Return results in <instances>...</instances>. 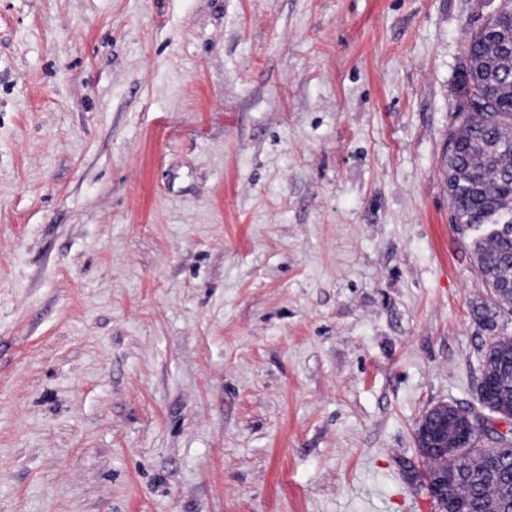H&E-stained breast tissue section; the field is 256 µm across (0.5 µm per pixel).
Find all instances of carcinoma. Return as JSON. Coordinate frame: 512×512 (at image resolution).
I'll use <instances>...</instances> for the list:
<instances>
[{
  "mask_svg": "<svg viewBox=\"0 0 512 512\" xmlns=\"http://www.w3.org/2000/svg\"><path fill=\"white\" fill-rule=\"evenodd\" d=\"M458 93L486 100L472 112L455 110L448 150V196L452 220L470 241L479 273L491 289L477 317L494 326L500 312L512 310V236L479 232L502 213L512 214V7L487 27L478 28L464 47ZM478 396L512 415V338L497 336L481 350ZM468 445L447 459L422 455L421 487L428 490L434 468L448 472V497L438 512H512V437L480 440L450 436Z\"/></svg>",
  "mask_w": 512,
  "mask_h": 512,
  "instance_id": "1",
  "label": "carcinoma"
}]
</instances>
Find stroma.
I'll use <instances>...</instances> for the list:
<instances>
[{
  "label": "stroma",
  "instance_id": "obj_1",
  "mask_svg": "<svg viewBox=\"0 0 512 512\" xmlns=\"http://www.w3.org/2000/svg\"><path fill=\"white\" fill-rule=\"evenodd\" d=\"M500 0H0V512H437L490 292L451 222Z\"/></svg>",
  "mask_w": 512,
  "mask_h": 512
}]
</instances>
